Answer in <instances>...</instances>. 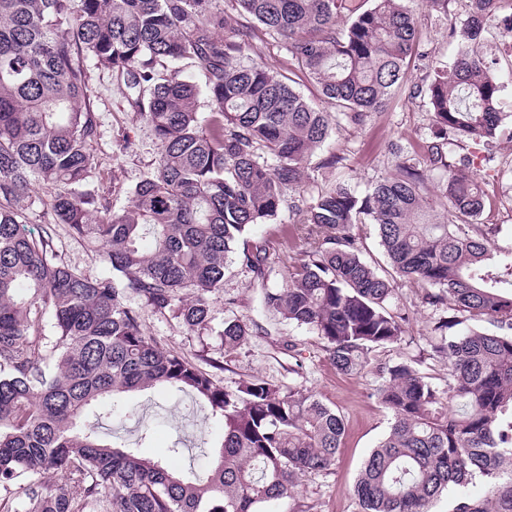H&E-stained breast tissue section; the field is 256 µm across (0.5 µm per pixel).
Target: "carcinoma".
I'll return each instance as SVG.
<instances>
[{"mask_svg": "<svg viewBox=\"0 0 512 512\" xmlns=\"http://www.w3.org/2000/svg\"><path fill=\"white\" fill-rule=\"evenodd\" d=\"M237 2L336 113L257 62L254 27L228 24L220 0H0V487L16 491L6 512H263L292 496L298 475L334 465L340 414L264 380L225 388L147 336L126 295L200 332L230 258L262 278L266 245L244 234L275 223L303 187L331 116L357 124L380 111L411 60L425 57L420 3ZM462 2L455 60L414 86L434 118L423 165L401 162L363 196L338 184L314 198L299 224L301 258L261 299L266 312L312 328L337 371L362 373L375 348L401 342L406 322L389 311L393 285L351 232L369 223L395 276L454 312L436 330L461 324L458 313L496 324L435 346L448 360L443 392L409 361L379 370L375 395L392 423L356 480L360 512H429L445 494L448 512H512V262L494 251L470 156L452 150L493 143L502 124L501 81L481 49L499 0ZM87 58L126 89L158 145L154 173L121 212L94 186ZM184 60L204 72V88L165 68ZM429 169L446 173L441 214L425 196ZM37 187L55 223L100 248L111 276L56 261L52 229L30 227ZM251 330L224 322V347L244 345ZM156 387L193 396L221 423L202 473L170 467L181 448L149 458L117 437L105 444L90 421L100 404L117 409ZM51 471L77 478L80 498L37 481ZM476 477L479 494L468 489Z\"/></svg>", "mask_w": 512, "mask_h": 512, "instance_id": "carcinoma-1", "label": "carcinoma"}]
</instances>
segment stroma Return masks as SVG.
Segmentation results:
<instances>
[{"label": "stroma", "instance_id": "stroma-1", "mask_svg": "<svg viewBox=\"0 0 512 512\" xmlns=\"http://www.w3.org/2000/svg\"><path fill=\"white\" fill-rule=\"evenodd\" d=\"M464 17L457 0H450L444 10H423L421 33L426 60L410 67L382 111L369 113L361 124H345L333 130L324 147L309 160L305 199L316 198L321 191L339 183L365 192L371 184L393 172L400 159L418 158V146L429 137L432 119L422 98L413 97V87L429 68L452 64L457 43L449 32ZM484 50L503 83L500 107L505 120L495 142L470 146L469 151L490 160L493 177H486L481 170L475 176L488 196L486 221L493 226V240L498 248L507 251L512 250V54L499 45L492 33L484 42ZM261 60L274 73L291 77L293 87L307 100L324 107L320 92L294 65L283 43L264 38ZM89 97L99 121L94 144L98 161L95 185L110 199L113 210L120 211L129 206L135 185L153 173L156 140L150 125L129 107L124 90L108 72L90 68ZM332 155L338 156V164L324 166V159ZM32 220L52 225L54 250L60 262L93 278L110 275L111 269L98 248L71 236L41 204H34ZM300 221L298 213L286 210L277 223L250 228L248 239L266 242L269 247L265 276L256 278L238 261L229 262L224 286L212 301L207 331L188 330L172 316L154 313L143 307L136 295H127L126 302L139 309L147 335L163 348L212 372L224 387L233 389L258 378L284 394L300 389L311 392L339 412L345 431L334 466L300 476L294 496L272 504L270 512H359L353 486L365 460L391 423L390 413L374 395L378 385L376 370L399 360L411 361L432 377L439 390H446L448 363L433 357L432 346L440 339L434 326L447 317L448 308L427 304L425 288L396 281L389 310L407 319L401 343L376 350L372 367L363 374L336 371L312 329L290 324L260 306L263 290L287 282L305 247L303 239L290 231ZM232 319L250 322L253 334L247 343L228 351L222 331L225 321ZM126 402L134 408V415H105V437L120 436L129 447L141 449L148 457L160 454L179 439L186 453L176 460V468L205 465L203 449L219 438L220 427L208 419L205 409L191 396L175 397L165 390L152 389L131 393Z\"/></svg>", "mask_w": 512, "mask_h": 512}]
</instances>
